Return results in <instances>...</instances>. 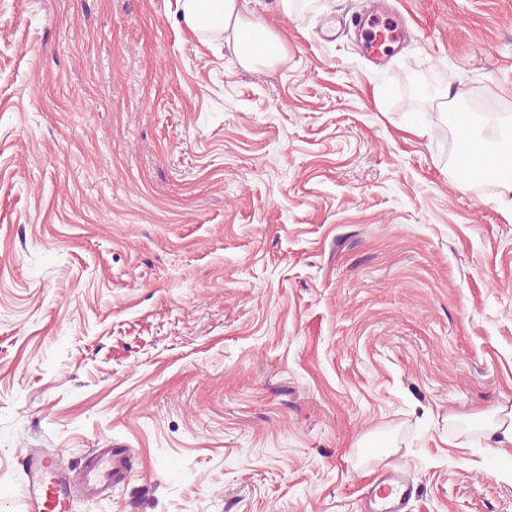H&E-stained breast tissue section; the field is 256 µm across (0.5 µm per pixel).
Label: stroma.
<instances>
[{
  "mask_svg": "<svg viewBox=\"0 0 512 512\" xmlns=\"http://www.w3.org/2000/svg\"><path fill=\"white\" fill-rule=\"evenodd\" d=\"M243 65L175 0H0V512L19 461L110 442L74 512H512V201L465 139L512 136V0H395L381 65L325 22L365 0H240ZM436 77L432 94L421 93ZM175 3L177 15L193 32L209 27L224 30L231 27L243 64L267 62L279 57L282 51V45L261 21L242 20L239 0H176ZM246 45H249L247 50ZM500 413L504 415L498 416ZM497 420L492 424L490 432L492 438H495V444L499 447H505L512 444V409L508 412L501 409L495 413ZM366 498L378 508H365V512H402L407 500L416 491L413 478L399 470L378 473L371 479ZM390 504L387 508L386 505Z\"/></svg>",
  "mask_w": 512,
  "mask_h": 512,
  "instance_id": "1",
  "label": "stroma"
}]
</instances>
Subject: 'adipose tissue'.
<instances>
[{
    "label": "adipose tissue",
    "instance_id": "obj_1",
    "mask_svg": "<svg viewBox=\"0 0 512 512\" xmlns=\"http://www.w3.org/2000/svg\"><path fill=\"white\" fill-rule=\"evenodd\" d=\"M176 13L194 32L209 27L232 29L244 64L270 61L282 51L279 41L261 21L242 20L239 0H176Z\"/></svg>",
    "mask_w": 512,
    "mask_h": 512
}]
</instances>
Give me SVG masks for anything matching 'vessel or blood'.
<instances>
[{"instance_id": "obj_1", "label": "vessel or blood", "mask_w": 512, "mask_h": 512, "mask_svg": "<svg viewBox=\"0 0 512 512\" xmlns=\"http://www.w3.org/2000/svg\"><path fill=\"white\" fill-rule=\"evenodd\" d=\"M351 22L359 32L362 52L375 61L387 57L392 44L404 36L386 0H374L369 11L352 17ZM129 461L128 448L115 443L90 450L73 469L62 466L45 449H28L23 458L25 512H72L80 498L95 503L127 477ZM415 490L413 478L405 472L376 474L367 493L371 512H402Z\"/></svg>"}]
</instances>
